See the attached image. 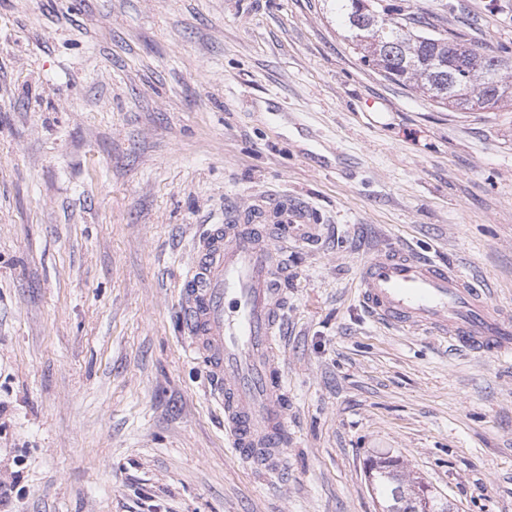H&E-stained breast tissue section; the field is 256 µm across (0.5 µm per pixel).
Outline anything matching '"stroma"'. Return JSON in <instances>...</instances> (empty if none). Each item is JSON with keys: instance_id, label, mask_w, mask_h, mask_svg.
I'll return each mask as SVG.
<instances>
[{"instance_id": "1", "label": "stroma", "mask_w": 512, "mask_h": 512, "mask_svg": "<svg viewBox=\"0 0 512 512\" xmlns=\"http://www.w3.org/2000/svg\"><path fill=\"white\" fill-rule=\"evenodd\" d=\"M389 2L512 53V0ZM261 199L323 226L287 243L281 476L178 318L193 238ZM389 244L512 311V105L385 80L334 0H0V512H380L374 456L512 512V354L375 322L356 275Z\"/></svg>"}]
</instances>
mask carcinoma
I'll return each instance as SVG.
<instances>
[{
    "label": "carcinoma",
    "instance_id": "cac0c4a2",
    "mask_svg": "<svg viewBox=\"0 0 512 512\" xmlns=\"http://www.w3.org/2000/svg\"><path fill=\"white\" fill-rule=\"evenodd\" d=\"M344 38L362 62L384 78L408 85L439 106L484 112L512 101V58L466 45L423 15L401 27L381 0H335ZM369 477L382 512H453V504L423 481L407 479L397 458H379Z\"/></svg>",
    "mask_w": 512,
    "mask_h": 512
}]
</instances>
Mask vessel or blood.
Returning <instances> with one entry per match:
<instances>
[{
	"label": "vessel or blood",
	"mask_w": 512,
	"mask_h": 512,
	"mask_svg": "<svg viewBox=\"0 0 512 512\" xmlns=\"http://www.w3.org/2000/svg\"><path fill=\"white\" fill-rule=\"evenodd\" d=\"M311 217L303 203L234 209L196 238L181 276L186 351L224 411L235 453L265 471L282 470L290 444L276 347L286 319V259L269 227L284 224L310 239L318 231ZM359 288L362 306L383 324L481 357L512 353V317L453 266L393 246L364 261Z\"/></svg>",
	"instance_id": "obj_1"
}]
</instances>
